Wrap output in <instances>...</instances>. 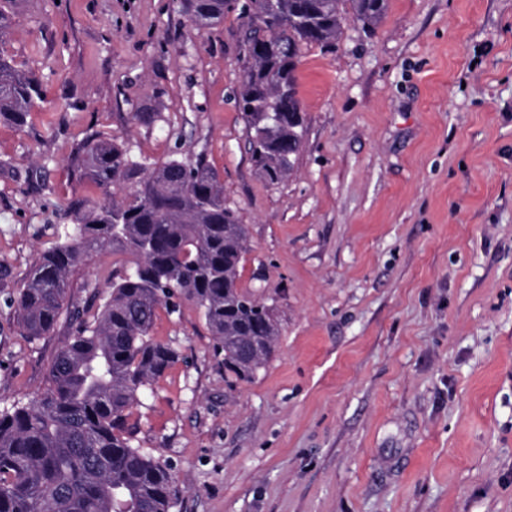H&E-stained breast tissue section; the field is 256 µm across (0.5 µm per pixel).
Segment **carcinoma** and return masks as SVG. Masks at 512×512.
I'll return each mask as SVG.
<instances>
[{
  "label": "carcinoma",
  "instance_id": "cac0c4a2",
  "mask_svg": "<svg viewBox=\"0 0 512 512\" xmlns=\"http://www.w3.org/2000/svg\"><path fill=\"white\" fill-rule=\"evenodd\" d=\"M246 0L245 58L235 95L261 174L279 184L294 171L307 128L296 68L302 48L336 47L348 19L377 26L387 0ZM236 0H180L199 27ZM44 101L41 84L0 54V120L21 129ZM77 179L106 198L71 202L64 242L36 258L10 299L22 335L45 336L63 321L74 334L55 357L49 387L26 404L0 409V512H170L178 488L169 464L133 446L127 412L179 354L150 337L160 305L193 302L217 348L229 387L248 381L272 355L280 329L271 307L239 287L247 230L203 159L147 165L99 134L69 155ZM133 190L116 200L112 189ZM135 256L112 273L100 304L70 296V275L105 248Z\"/></svg>",
  "mask_w": 512,
  "mask_h": 512
}]
</instances>
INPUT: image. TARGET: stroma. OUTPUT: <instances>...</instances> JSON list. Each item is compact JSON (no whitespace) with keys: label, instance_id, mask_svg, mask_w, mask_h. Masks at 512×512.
Masks as SVG:
<instances>
[{"label":"stroma","instance_id":"35a3bbf8","mask_svg":"<svg viewBox=\"0 0 512 512\" xmlns=\"http://www.w3.org/2000/svg\"><path fill=\"white\" fill-rule=\"evenodd\" d=\"M0 51L40 79L0 122V408L49 386L65 325L21 336L12 296L63 242L73 142L204 159L248 231L240 286L272 305L266 364L228 387L193 302L158 309L179 360L125 422L170 464L171 512H512V0H387L373 30L303 48L307 132L269 184L234 96L238 11L197 28L177 0H7ZM133 257L70 278L105 298Z\"/></svg>","mask_w":512,"mask_h":512}]
</instances>
